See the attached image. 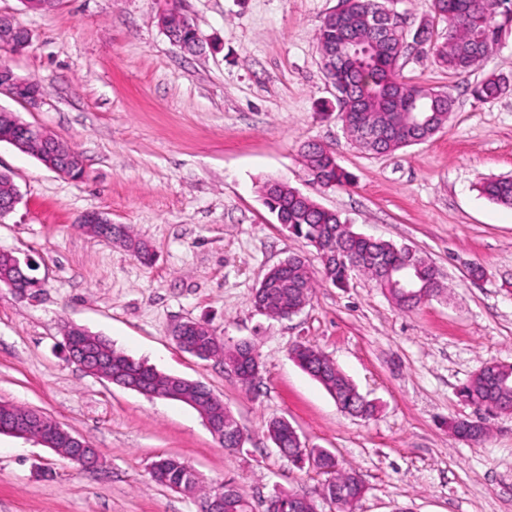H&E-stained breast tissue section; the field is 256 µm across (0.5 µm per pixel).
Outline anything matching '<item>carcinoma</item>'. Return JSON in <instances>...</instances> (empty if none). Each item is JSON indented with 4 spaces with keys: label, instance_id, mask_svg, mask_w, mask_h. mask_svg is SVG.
Segmentation results:
<instances>
[{
    "label": "carcinoma",
    "instance_id": "obj_1",
    "mask_svg": "<svg viewBox=\"0 0 512 512\" xmlns=\"http://www.w3.org/2000/svg\"><path fill=\"white\" fill-rule=\"evenodd\" d=\"M338 8L351 19L366 14L381 13L386 0H339ZM434 16L448 24L446 41L435 47V62L452 74L466 73L493 50L506 29L512 27V0H431ZM399 21L392 18L387 28L376 39L369 29H339L329 21L319 28L316 40L323 55L339 48L350 38L360 45L368 46L366 58L374 64L373 82L367 83L358 73L343 63H336V111L342 114L341 121L351 128H365L367 133L353 138L361 149L373 153L392 154L395 151L431 140L447 123L454 112L455 98L447 90L439 91L436 100L415 101L425 87L412 85L400 79L398 64L401 58L397 51ZM512 86L506 77L492 76L482 81L474 93L484 99L494 98ZM375 100L388 98L390 109L379 104L357 112L354 98ZM305 165L314 172L323 186L349 185L352 177L337 162L336 153L320 144L309 143L304 147ZM262 189L268 190L266 206L277 223L288 226V231L307 241L315 248L320 260L318 272H313L299 255L288 257L284 262L268 269L254 293L255 307L273 318L288 317V310L302 302L311 300L317 279L344 287L354 275H362L386 290L401 309L411 310L421 303L419 299L403 295L396 287L398 281L408 274L414 287L427 288L432 293L441 291L442 285L436 268L427 261L411 256L410 246L396 245L390 241L366 237L353 230L341 215L318 204L287 184L268 179ZM479 192L489 201L512 208V178H494L482 182ZM112 237L123 240L142 263L153 260L150 246L133 237L121 226L112 228ZM191 342L206 352V357H223L228 349L220 342L215 331L206 327ZM292 358L310 377L319 382L335 399L341 412L354 418L369 419L377 406L366 399L352 380L320 349L299 344L291 351ZM112 375L121 380L151 385L164 392L170 381L161 373L139 360H129V355L114 351ZM506 388L482 377H470L460 394L469 395L479 406L498 414L512 412V369L501 370ZM267 433L289 460H294L298 447L295 428L285 418H273L267 423ZM317 470L328 475L321 487L324 499L336 497H362L365 484L359 471L339 466L335 456L324 449L318 450ZM152 479L158 485L182 490L196 485L188 466L176 455L160 456L154 460ZM222 496L224 512H250L251 503L246 495L233 483L226 481L223 492L203 491L201 498ZM298 491H280L275 497L287 505V512H313L312 507L298 499Z\"/></svg>",
    "mask_w": 512,
    "mask_h": 512
}]
</instances>
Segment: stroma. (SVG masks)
Listing matches in <instances>:
<instances>
[{
    "label": "stroma",
    "mask_w": 512,
    "mask_h": 512,
    "mask_svg": "<svg viewBox=\"0 0 512 512\" xmlns=\"http://www.w3.org/2000/svg\"><path fill=\"white\" fill-rule=\"evenodd\" d=\"M339 0H181L205 43L190 55L157 21L158 0H58L46 14L0 0L32 37L0 63L41 90L29 110L0 93V111L47 128L79 152L73 180L0 142L20 202L0 220V252L33 257L45 282L23 299L0 288V401L45 413L97 448L83 470L33 441L0 435V512H200L199 498L156 484L149 465L177 455L200 487L232 479L254 512L274 491L317 494L325 477L287 461L267 435L288 419L308 447L360 471L352 512H512V415L491 417L482 442L448 424L474 417L458 389L484 363H512V209L478 191L512 177V91L479 100L490 75L512 77V32L473 71L454 75L409 48L403 79L451 91L456 110L428 142L374 155L332 111L316 34ZM335 151L349 186L312 187L302 146ZM276 178L339 212L358 232L407 244L449 291L399 309L363 276L319 282L299 314L272 320L252 295L291 254L319 269L315 249L276 223L261 186ZM129 225L151 264L93 237L84 213ZM484 270L468 276L470 264ZM209 324L225 345L249 342L261 368L251 388L218 359L182 351L172 328ZM73 324L157 370L200 381L246 434L224 448L189 405L148 398L68 362ZM321 349L375 400L369 420L342 413L290 356Z\"/></svg>",
    "instance_id": "35a3bbf8"
}]
</instances>
